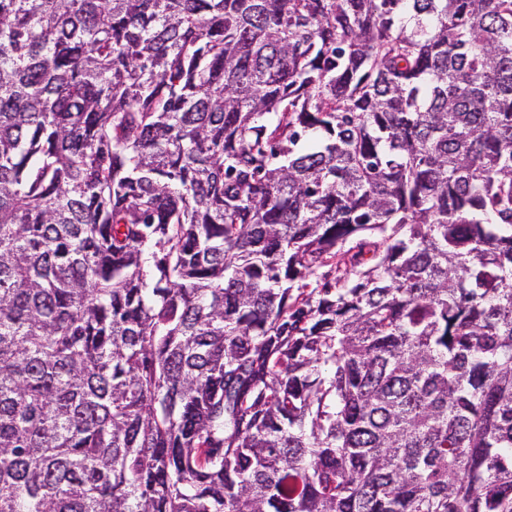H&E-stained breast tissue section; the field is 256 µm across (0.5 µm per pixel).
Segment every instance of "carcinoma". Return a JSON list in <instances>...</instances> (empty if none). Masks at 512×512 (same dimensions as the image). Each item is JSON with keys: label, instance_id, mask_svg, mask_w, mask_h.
I'll return each instance as SVG.
<instances>
[{"label": "carcinoma", "instance_id": "1", "mask_svg": "<svg viewBox=\"0 0 512 512\" xmlns=\"http://www.w3.org/2000/svg\"><path fill=\"white\" fill-rule=\"evenodd\" d=\"M0 512H512V0H0Z\"/></svg>", "mask_w": 512, "mask_h": 512}]
</instances>
